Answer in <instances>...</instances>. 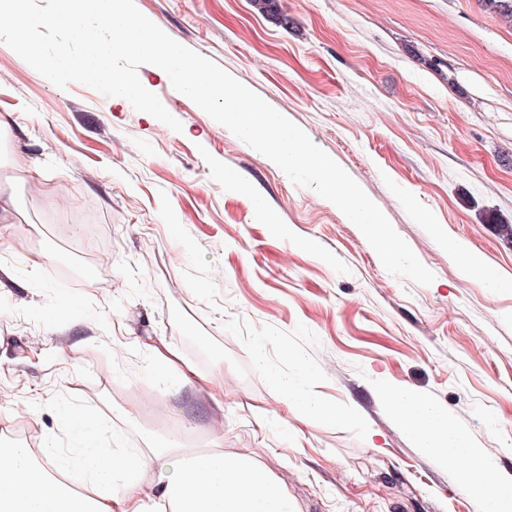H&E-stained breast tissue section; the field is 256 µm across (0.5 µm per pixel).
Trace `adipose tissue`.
Wrapping results in <instances>:
<instances>
[{
    "instance_id": "ef3b65f1",
    "label": "adipose tissue",
    "mask_w": 512,
    "mask_h": 512,
    "mask_svg": "<svg viewBox=\"0 0 512 512\" xmlns=\"http://www.w3.org/2000/svg\"><path fill=\"white\" fill-rule=\"evenodd\" d=\"M448 250L486 287L512 292V277L489 269L462 242L449 241ZM271 342V337H258L254 362L280 403L330 423L346 419L345 407L325 403L306 389V382L316 379L319 371L301 352L285 349L288 373L269 365L266 347ZM147 350L154 386L176 383L216 401L223 398V367L199 372L165 343L148 345ZM379 395L419 451L453 467L461 484L482 499L484 512H512V477L498 473L492 457L473 446L446 408L398 383L385 384ZM134 417V411L124 407L108 416L69 408L62 412L61 422L74 439L62 453L48 447L38 451L0 437V512H294L283 486L253 456L212 448L186 459L175 455L151 429L142 432V449L113 447L114 419Z\"/></svg>"
}]
</instances>
